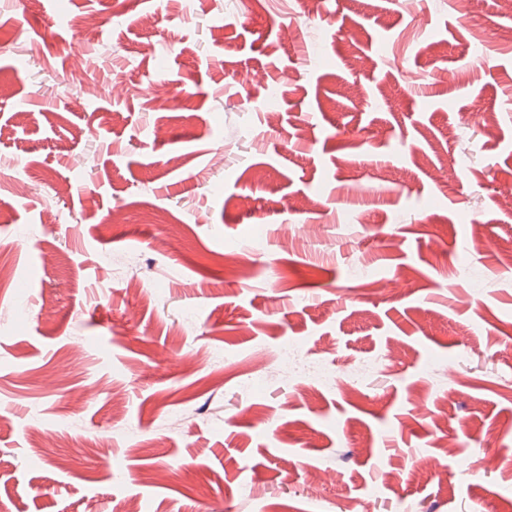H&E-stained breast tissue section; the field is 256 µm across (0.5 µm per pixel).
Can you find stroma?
I'll list each match as a JSON object with an SVG mask.
<instances>
[{"label":"stroma","instance_id":"obj_1","mask_svg":"<svg viewBox=\"0 0 512 512\" xmlns=\"http://www.w3.org/2000/svg\"><path fill=\"white\" fill-rule=\"evenodd\" d=\"M471 3L483 30L450 0H0V512H503L512 14ZM287 344L375 372L324 388Z\"/></svg>","mask_w":512,"mask_h":512}]
</instances>
